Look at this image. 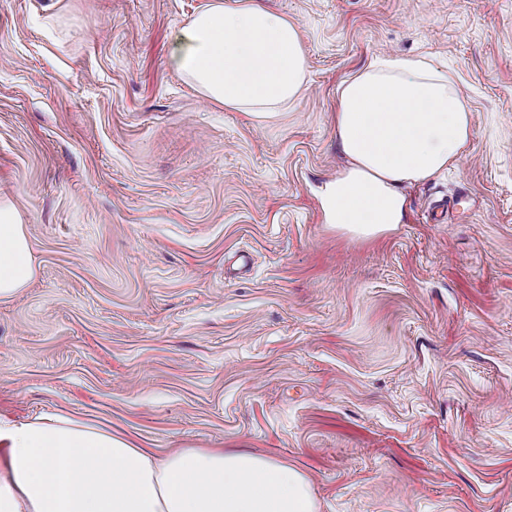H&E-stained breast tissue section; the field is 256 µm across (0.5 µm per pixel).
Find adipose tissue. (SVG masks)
<instances>
[{"mask_svg": "<svg viewBox=\"0 0 512 512\" xmlns=\"http://www.w3.org/2000/svg\"><path fill=\"white\" fill-rule=\"evenodd\" d=\"M176 39L172 66L230 108L274 111L305 80L296 27L258 0H211ZM470 131L447 73L422 59L371 62L339 88L336 133L348 164L320 190L328 222L364 238L403 223L404 187L447 170ZM34 275L19 214L1 200L0 298ZM0 512H316V501L299 470L255 454L159 457L71 418L0 417Z\"/></svg>", "mask_w": 512, "mask_h": 512, "instance_id": "adipose-tissue-1", "label": "adipose tissue"}]
</instances>
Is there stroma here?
I'll use <instances>...</instances> for the list:
<instances>
[{"label": "stroma", "instance_id": "stroma-1", "mask_svg": "<svg viewBox=\"0 0 512 512\" xmlns=\"http://www.w3.org/2000/svg\"><path fill=\"white\" fill-rule=\"evenodd\" d=\"M207 0H0V413L299 469L318 512H512V0H260L307 61L260 117L170 64ZM448 69L472 115L403 224L326 223L338 88ZM248 253L249 270L238 256ZM35 275L31 247L15 207L0 201V298L25 288Z\"/></svg>", "mask_w": 512, "mask_h": 512}]
</instances>
